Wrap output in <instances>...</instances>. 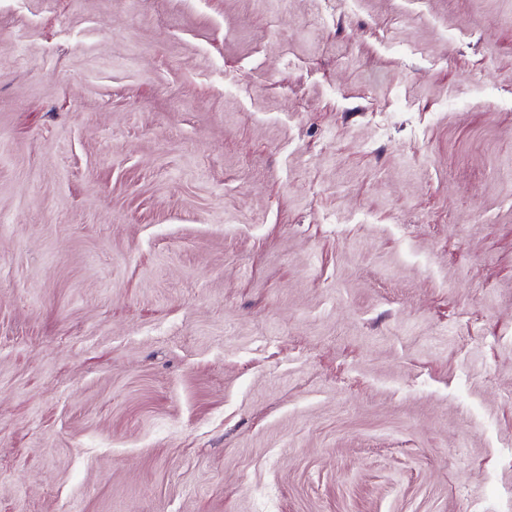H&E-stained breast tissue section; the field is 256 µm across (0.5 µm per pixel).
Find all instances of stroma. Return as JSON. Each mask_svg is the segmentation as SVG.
<instances>
[{
	"instance_id": "1",
	"label": "stroma",
	"mask_w": 512,
	"mask_h": 512,
	"mask_svg": "<svg viewBox=\"0 0 512 512\" xmlns=\"http://www.w3.org/2000/svg\"><path fill=\"white\" fill-rule=\"evenodd\" d=\"M0 512H512V0H0Z\"/></svg>"
}]
</instances>
